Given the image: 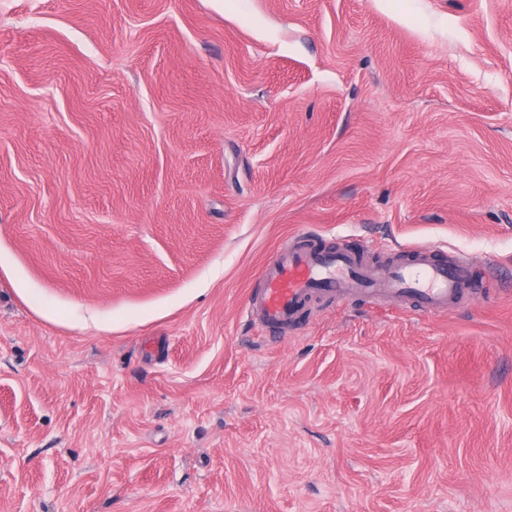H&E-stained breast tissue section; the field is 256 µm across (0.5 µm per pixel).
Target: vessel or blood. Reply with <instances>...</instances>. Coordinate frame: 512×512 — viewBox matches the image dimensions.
<instances>
[{
  "mask_svg": "<svg viewBox=\"0 0 512 512\" xmlns=\"http://www.w3.org/2000/svg\"><path fill=\"white\" fill-rule=\"evenodd\" d=\"M261 280L245 314L273 331L297 325L316 296L373 302L384 293L401 301L416 299L425 312L436 314L457 304L469 286L466 263L440 260L425 247L399 252L384 270L376 271L364 265L359 252L324 248L303 232L294 246L277 252Z\"/></svg>",
  "mask_w": 512,
  "mask_h": 512,
  "instance_id": "obj_1",
  "label": "vessel or blood"
}]
</instances>
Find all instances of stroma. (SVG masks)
I'll list each match as a JSON object with an SVG mask.
<instances>
[{"label":"stroma","mask_w":512,"mask_h":512,"mask_svg":"<svg viewBox=\"0 0 512 512\" xmlns=\"http://www.w3.org/2000/svg\"><path fill=\"white\" fill-rule=\"evenodd\" d=\"M305 228L481 292L266 337ZM0 512H512V0H0Z\"/></svg>","instance_id":"1"}]
</instances>
